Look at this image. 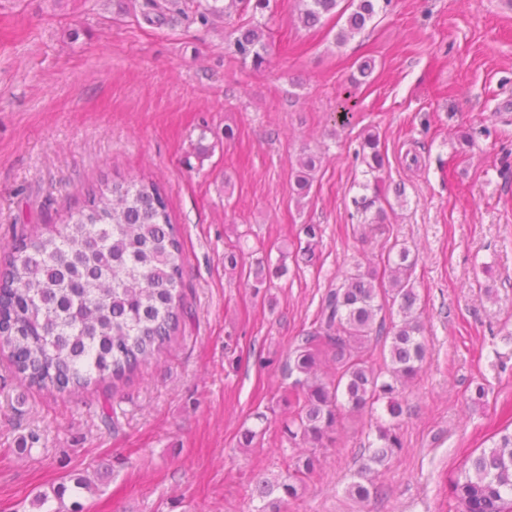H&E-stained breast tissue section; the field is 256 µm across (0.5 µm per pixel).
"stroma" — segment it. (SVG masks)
Here are the masks:
<instances>
[{"label": "stroma", "mask_w": 512, "mask_h": 512, "mask_svg": "<svg viewBox=\"0 0 512 512\" xmlns=\"http://www.w3.org/2000/svg\"><path fill=\"white\" fill-rule=\"evenodd\" d=\"M143 3L0 0V265L15 233L60 227L112 178L159 187L185 252L179 328L129 382L40 390L0 351V512H254L258 480L305 455L283 431L289 349L338 278L383 270L395 245L418 258L428 348L401 446L357 501L367 435L389 417L382 401L347 417L281 510L461 512L455 480L512 429V0H392L341 45L338 15L306 27L295 0L206 24ZM246 22L270 43L259 69L230 46ZM368 132L388 157L377 175L355 157ZM367 191L391 204L372 235L352 205ZM260 260L286 271L255 287ZM246 427L257 447H240ZM317 166V157L312 153L304 154L299 160V171L296 175V191L301 197L309 195L313 177L312 172L315 171Z\"/></svg>", "instance_id": "stroma-1"}]
</instances>
